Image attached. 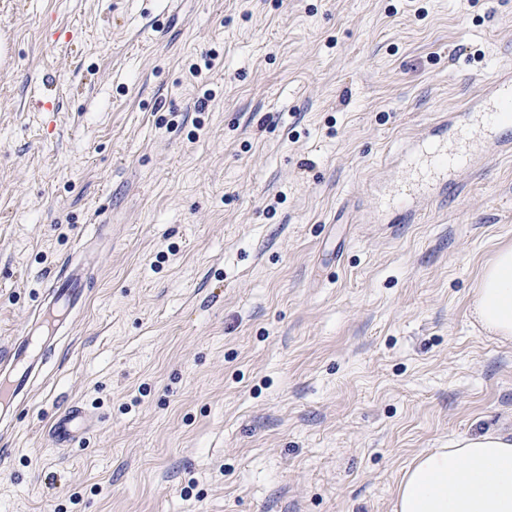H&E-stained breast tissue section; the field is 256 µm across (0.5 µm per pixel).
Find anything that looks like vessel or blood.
Here are the masks:
<instances>
[{
	"label": "vessel or blood",
	"instance_id": "obj_1",
	"mask_svg": "<svg viewBox=\"0 0 512 512\" xmlns=\"http://www.w3.org/2000/svg\"><path fill=\"white\" fill-rule=\"evenodd\" d=\"M512 154V72L498 74L481 93L456 112L445 114L434 130L411 140L399 161L410 169L432 170L438 178L434 194L459 190L466 176L477 171L488 155ZM53 301L66 306L83 300L88 286L84 268L63 266L54 278ZM0 360L10 363L11 374L0 380V412L9 413L23 399L38 364L35 352L23 342L13 343ZM90 415L77 404L69 405L54 421L51 437L68 448L91 427Z\"/></svg>",
	"mask_w": 512,
	"mask_h": 512
}]
</instances>
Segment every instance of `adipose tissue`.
<instances>
[{"label":"adipose tissue","instance_id":"ef3b65f1","mask_svg":"<svg viewBox=\"0 0 512 512\" xmlns=\"http://www.w3.org/2000/svg\"><path fill=\"white\" fill-rule=\"evenodd\" d=\"M475 293L483 327L512 341V243L482 267ZM394 512H512V437L462 435L420 453L398 483Z\"/></svg>","mask_w":512,"mask_h":512}]
</instances>
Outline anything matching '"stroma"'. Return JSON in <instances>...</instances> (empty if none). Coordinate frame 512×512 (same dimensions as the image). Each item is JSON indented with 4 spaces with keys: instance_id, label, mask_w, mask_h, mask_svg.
<instances>
[{
    "instance_id": "35a3bbf8",
    "label": "stroma",
    "mask_w": 512,
    "mask_h": 512,
    "mask_svg": "<svg viewBox=\"0 0 512 512\" xmlns=\"http://www.w3.org/2000/svg\"><path fill=\"white\" fill-rule=\"evenodd\" d=\"M1 30L0 351L65 260L91 282L0 422V512H392L419 453L512 436L473 310L512 157L409 223L387 198L512 69V0H0ZM91 425L90 415L80 405L72 404L55 419L51 437L56 445L69 448Z\"/></svg>"
}]
</instances>
